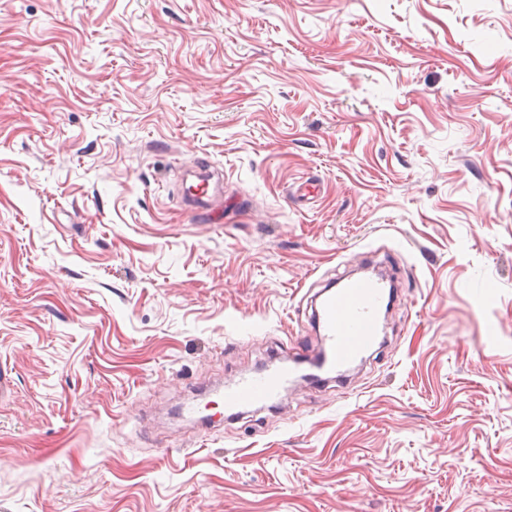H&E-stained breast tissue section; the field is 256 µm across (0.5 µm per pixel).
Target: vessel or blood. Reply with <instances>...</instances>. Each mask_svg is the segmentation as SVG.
<instances>
[{
  "label": "vessel or blood",
  "mask_w": 512,
  "mask_h": 512,
  "mask_svg": "<svg viewBox=\"0 0 512 512\" xmlns=\"http://www.w3.org/2000/svg\"><path fill=\"white\" fill-rule=\"evenodd\" d=\"M386 290L383 278L361 276L321 294L316 317L327 368L342 370L378 343L382 332L379 310ZM296 372V366L281 362L225 381L220 393L225 411L235 415L242 409H260L273 403Z\"/></svg>",
  "instance_id": "1"
}]
</instances>
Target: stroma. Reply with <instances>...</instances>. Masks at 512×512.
Here are the masks:
<instances>
[{"label": "stroma", "mask_w": 512, "mask_h": 512, "mask_svg": "<svg viewBox=\"0 0 512 512\" xmlns=\"http://www.w3.org/2000/svg\"><path fill=\"white\" fill-rule=\"evenodd\" d=\"M0 367V512H512V0H0ZM386 290L383 278L361 276L319 296L316 317L327 368L341 371L378 343L382 332L379 310ZM298 363L280 362L253 375H241L224 382L220 393L224 411L237 415L246 408L260 409L276 401L297 372Z\"/></svg>", "instance_id": "obj_1"}]
</instances>
